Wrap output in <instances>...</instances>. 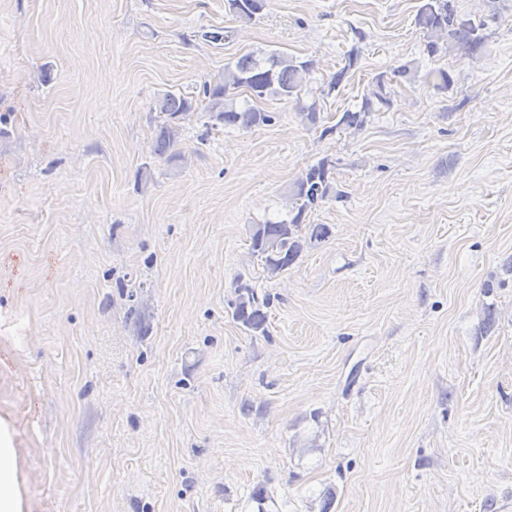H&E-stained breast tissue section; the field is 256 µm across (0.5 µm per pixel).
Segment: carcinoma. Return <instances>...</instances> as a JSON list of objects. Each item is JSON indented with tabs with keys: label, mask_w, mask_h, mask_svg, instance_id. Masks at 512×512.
Listing matches in <instances>:
<instances>
[{
	"label": "carcinoma",
	"mask_w": 512,
	"mask_h": 512,
	"mask_svg": "<svg viewBox=\"0 0 512 512\" xmlns=\"http://www.w3.org/2000/svg\"><path fill=\"white\" fill-rule=\"evenodd\" d=\"M229 10L240 20L253 21L265 6V0H227ZM416 25L426 37L425 50L435 56L439 41L453 38L462 47L476 48L481 44L476 27L468 20L458 18L450 0H429L417 16ZM357 60V53L347 55V62L331 76L329 90L340 87ZM312 71V63L301 61L283 51L256 54L246 53L235 61L224 65V73L217 80L203 87L205 105L212 125L224 128L251 129L270 125L276 120L261 104L270 98H290L303 89L306 76ZM416 71L403 64L392 71V78L379 76L362 96L360 108L342 112L336 126L360 130L375 106L391 104L389 82L415 80ZM155 109L166 116V122L159 127L152 139L151 152L172 162L177 156L171 153L177 134L176 123L185 119L193 110V102L182 94L166 92L155 103ZM328 161L322 160L310 166L295 182L293 199L299 202L297 213L291 220L271 221L252 225L250 249L260 257L263 270L268 278H274L288 271L299 259L307 244L323 241L329 236L325 224H310L302 232V216L305 210L327 199L331 193L328 178ZM270 298L258 297L255 288L248 282L238 281L233 318L253 332H266L267 312L264 308Z\"/></svg>",
	"instance_id": "cac0c4a2"
}]
</instances>
